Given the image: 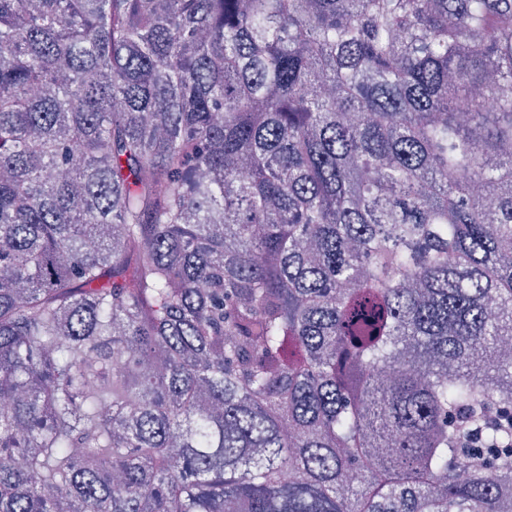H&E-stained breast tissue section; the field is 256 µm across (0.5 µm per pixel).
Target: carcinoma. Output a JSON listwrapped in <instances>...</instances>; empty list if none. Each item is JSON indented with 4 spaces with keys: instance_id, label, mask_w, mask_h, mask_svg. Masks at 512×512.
<instances>
[{
    "instance_id": "obj_1",
    "label": "carcinoma",
    "mask_w": 512,
    "mask_h": 512,
    "mask_svg": "<svg viewBox=\"0 0 512 512\" xmlns=\"http://www.w3.org/2000/svg\"><path fill=\"white\" fill-rule=\"evenodd\" d=\"M512 0H0V512L512 508Z\"/></svg>"
}]
</instances>
